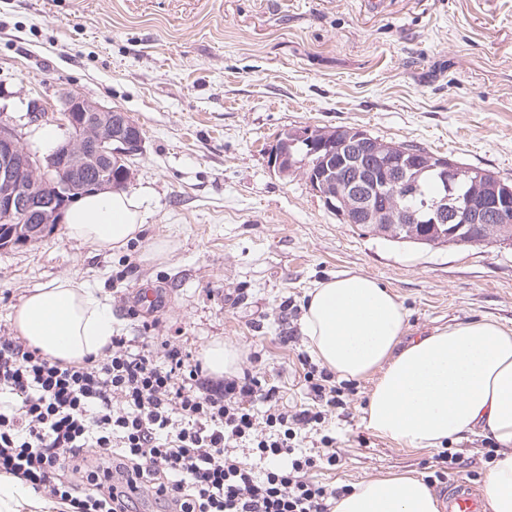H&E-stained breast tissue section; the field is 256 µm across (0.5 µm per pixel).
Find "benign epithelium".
Here are the masks:
<instances>
[{"label": "benign epithelium", "mask_w": 512, "mask_h": 512, "mask_svg": "<svg viewBox=\"0 0 512 512\" xmlns=\"http://www.w3.org/2000/svg\"><path fill=\"white\" fill-rule=\"evenodd\" d=\"M28 117L58 122L65 138L41 154L25 148L13 127L0 123V249L54 233L62 210L89 191L126 187L128 159L142 153L139 126L124 112L80 96L48 113L33 103ZM268 163L279 176L305 175L311 189L345 224L382 235L423 224L451 237L462 228H512V184L487 172L407 144L388 143L357 127L300 126L271 146ZM97 170L93 179L88 169ZM435 174L445 191L427 197L421 182Z\"/></svg>", "instance_id": "obj_1"}]
</instances>
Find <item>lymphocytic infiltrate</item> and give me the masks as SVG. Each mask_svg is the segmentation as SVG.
<instances>
[{
    "label": "lymphocytic infiltrate",
    "instance_id": "1",
    "mask_svg": "<svg viewBox=\"0 0 512 512\" xmlns=\"http://www.w3.org/2000/svg\"><path fill=\"white\" fill-rule=\"evenodd\" d=\"M274 399L250 372L213 383L166 336L116 335L104 357L79 364L0 336V474L67 512H133L142 496L165 512H331L344 488L309 481L319 459L283 435L320 413L288 414ZM246 440L263 474L233 453Z\"/></svg>",
    "mask_w": 512,
    "mask_h": 512
}]
</instances>
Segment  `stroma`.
Listing matches in <instances>:
<instances>
[{"mask_svg":"<svg viewBox=\"0 0 512 512\" xmlns=\"http://www.w3.org/2000/svg\"><path fill=\"white\" fill-rule=\"evenodd\" d=\"M124 112L144 151L130 192L149 212L121 252L92 251L63 230L0 250V336L24 296L63 277L105 293L119 334L175 337L194 356L214 341L241 352L283 411L322 412L296 448L336 465L309 480L334 489L410 472L427 477L434 448L382 438L363 423L373 378H328L302 331L307 293L353 271L380 281L407 312V338L454 322L512 328V242L472 247L394 242L343 223L268 151L297 126H350L411 142L512 181V0H0V121L47 152L29 104L67 93ZM169 241L161 263L150 245ZM159 302L139 308L142 291ZM493 437L450 442L461 476L482 483Z\"/></svg>","mask_w":512,"mask_h":512,"instance_id":"35a3bbf8","label":"stroma"}]
</instances>
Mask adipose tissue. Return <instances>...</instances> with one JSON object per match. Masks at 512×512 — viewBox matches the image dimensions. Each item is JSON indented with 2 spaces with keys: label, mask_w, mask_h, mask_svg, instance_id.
Here are the masks:
<instances>
[{
  "label": "adipose tissue",
  "mask_w": 512,
  "mask_h": 512,
  "mask_svg": "<svg viewBox=\"0 0 512 512\" xmlns=\"http://www.w3.org/2000/svg\"><path fill=\"white\" fill-rule=\"evenodd\" d=\"M146 217L144 196L108 191L79 196L61 219L68 239L117 252L142 237ZM406 323L387 287L346 272L314 284L302 331L316 359L339 377H374L363 419L378 436L414 448H438L467 433L492 436L498 458L484 493L490 512H512V328L471 320L405 344ZM14 324L29 345L67 363L102 355L116 333L106 297L74 277L26 296ZM55 508L0 475V512ZM333 512H440V502L422 478L390 474L359 482Z\"/></svg>",
  "instance_id": "1"
}]
</instances>
